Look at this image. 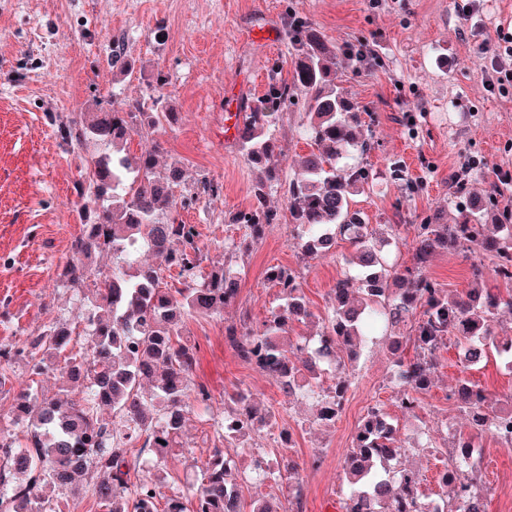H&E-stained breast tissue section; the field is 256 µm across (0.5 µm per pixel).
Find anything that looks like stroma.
Instances as JSON below:
<instances>
[{
  "label": "stroma",
  "mask_w": 512,
  "mask_h": 512,
  "mask_svg": "<svg viewBox=\"0 0 512 512\" xmlns=\"http://www.w3.org/2000/svg\"><path fill=\"white\" fill-rule=\"evenodd\" d=\"M292 15L335 45L337 85L372 115L373 147L363 161L374 187L356 196L355 207L372 227L402 225L399 261L411 257L413 225L430 217L453 222L471 196L486 193L496 171L512 172V90L489 85L491 50L512 35V0H0V343L24 342L44 324L73 323L80 313L76 292L57 280L80 230L79 161L56 137L51 116L75 115L94 101L149 111V84L164 75L160 94L179 121L149 140L132 138L128 151L140 154L151 141L161 162L181 165L182 185L196 201L179 217L199 228L203 270L233 255L246 271L223 316L186 324L200 345L193 378L211 391L213 416L223 414L238 383L248 384L256 401L293 432L290 449L266 433L258 448L266 457L284 453L304 464V512H325L326 501L339 504L346 495L343 460L359 420L368 404L381 403L403 436L419 425L439 446L433 455L410 451L402 458L419 470L430 497L448 462V431L467 429L448 400L462 368L455 347L441 350L435 385L413 415L395 403L382 344L366 347L343 414L325 428L309 405L285 399L271 377L238 359L224 340L226 325L260 322L279 305L268 267L302 270L305 299L319 318L348 270L347 242L306 263L284 221L248 251H232L244 234L235 217L250 207L259 172L240 151L236 130L226 128L225 109L249 111L274 83L292 82L286 37ZM118 43L131 63L123 74L112 66ZM303 118L298 103L280 112L273 128L282 185L312 149L299 133ZM458 174L467 183L461 195L453 188ZM206 179L222 185L219 199L202 194ZM282 185L269 196L281 212L287 209ZM213 436L211 418L191 411L185 447L169 449L159 466L165 486L197 484ZM477 442L484 450L479 469L487 510L512 512V448L488 432ZM316 454L323 465L309 469Z\"/></svg>",
  "instance_id": "obj_1"
}]
</instances>
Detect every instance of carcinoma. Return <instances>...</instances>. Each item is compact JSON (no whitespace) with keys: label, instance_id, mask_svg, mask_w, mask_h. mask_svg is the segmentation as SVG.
Listing matches in <instances>:
<instances>
[{"label":"carcinoma","instance_id":"cac0c4a2","mask_svg":"<svg viewBox=\"0 0 512 512\" xmlns=\"http://www.w3.org/2000/svg\"><path fill=\"white\" fill-rule=\"evenodd\" d=\"M294 47L293 90L274 87L238 129V143L262 176L253 186L250 209L239 216L251 240L281 220L267 199L279 181V148L271 129L278 112L294 92L304 97V135L315 150L304 156L286 190L293 239L301 255L313 260L322 250L318 238L329 233L333 241L346 240L353 248L347 263L354 273L336 280L331 307L317 332L332 336L342 354L315 366L312 359L297 361L302 340L291 336L290 325L312 318L301 289V274L273 266L267 280L280 289L283 303L253 327L230 324L224 338L244 362L280 383L285 397L315 404L316 420L329 424L344 411L351 379L370 336L385 332L388 359L401 372V394L421 400L434 385L438 353L455 338L465 353L477 349L480 360L498 358L512 370V353L504 350L495 331L498 316L512 313V207L500 200L512 191V177L499 176L487 193L473 199L453 224L427 221L413 225V256L409 264L392 258L399 225L377 232L364 224L353 197L370 189L369 169L359 157L371 149L372 130L363 112L336 85V46L306 20L295 18L288 29ZM126 112L95 104L91 112L56 124V135L67 146L90 153L78 183L77 214L81 229L70 244V256L58 273L63 286L81 294L82 351L68 356L73 329L65 322L43 326L21 345L0 346V389L11 381L13 364L25 365L26 380L12 396V419L27 424L19 442L0 439V485L11 495H0V512H60L59 500L40 492L42 484L73 491L79 477L88 475L87 491L101 512H241L235 465L224 464V447H252L265 428L277 425L273 410L259 405L250 389L238 387L229 396L224 415L237 418L234 430L224 433L217 422L212 454L201 469V479L188 501L167 498L159 508L163 478L146 476L130 483V458L147 448H176L186 424V409H212L207 386L192 380L198 345L184 337L183 327L193 318L224 312L234 302L245 274L230 262L201 274L204 253L198 225L175 217L174 189L182 182L177 164L159 167L156 146L131 159L125 145L163 124L173 125L178 113L159 108ZM161 257L158 265L139 260L142 251ZM451 252L469 262L470 288L453 294L426 271L433 256ZM112 254V265H98L93 256ZM494 261L503 287L488 288L484 259ZM177 272L179 288L164 287L165 273ZM414 355L405 356L407 348ZM334 375L323 385L320 375ZM59 374L64 381L53 397L41 383ZM468 419L471 433L455 437L457 464L443 469L439 498L446 512H471L470 502L448 499V481L465 478L480 491L477 463L466 448L473 439L507 427L506 406H487L484 389L468 376L459 378L448 395ZM380 404L367 409L344 458L348 493L343 512H427V498L419 493V472L398 465L406 453L397 431L381 421ZM25 455L28 468L10 467L16 454ZM288 478V504L278 498L256 503L252 512H290L299 503L303 483L293 461L259 468L253 478L261 483Z\"/></svg>","mask_w":512,"mask_h":512}]
</instances>
